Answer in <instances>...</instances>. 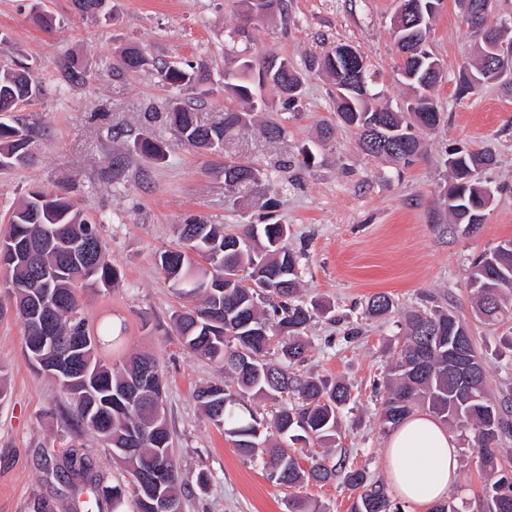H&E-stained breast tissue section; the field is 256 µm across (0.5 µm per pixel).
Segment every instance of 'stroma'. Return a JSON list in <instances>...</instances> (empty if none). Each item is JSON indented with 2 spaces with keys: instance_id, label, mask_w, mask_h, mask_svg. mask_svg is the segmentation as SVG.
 <instances>
[{
  "instance_id": "stroma-1",
  "label": "stroma",
  "mask_w": 512,
  "mask_h": 512,
  "mask_svg": "<svg viewBox=\"0 0 512 512\" xmlns=\"http://www.w3.org/2000/svg\"><path fill=\"white\" fill-rule=\"evenodd\" d=\"M35 1L55 17L53 31L29 23ZM397 8V0H288L285 18L250 23L240 0H106L95 16L79 15L73 0H0V33L49 90L21 113L38 133L31 162L0 170V234L37 185L61 187L88 216L101 220L107 257L120 281L107 292L84 289L81 313L90 326L111 322L124 329L118 345L102 349L103 359L119 365L146 352L163 370L173 453L184 473L209 476L206 488H192L183 512H290L297 498L323 512H348L353 498L337 480L300 488L269 482L260 465L241 456L203 416L195 392L221 371L183 347L173 315L185 301L156 260L174 245V225L188 216L233 229L255 216L257 198L278 201L276 217L290 225L289 245L301 257V300L320 299L333 309L332 318H316L307 329L310 349L303 369L351 385L353 400L341 419L338 450L371 478L388 479L389 435L379 424L375 387L397 347L405 312L434 301L468 315L490 392L512 388V351L501 342L512 336V320L488 326L472 319L467 287L471 259L512 239V91L487 84L466 97L457 95L459 73L473 63L479 44L458 0H444L429 35L445 68L434 90L443 120L426 136L424 155L403 170L363 153L355 132L341 126L330 143H321L320 126L336 120L326 75L307 78L299 115L271 107L259 112V120L285 124L283 138L268 141L250 128L211 154L189 147L169 125L165 107L175 90L148 73L116 79L110 71L116 50L129 43L159 61L205 63L214 94L199 107L198 118L217 123L225 108L241 106L224 92V70L236 58L226 48L228 34L243 27L248 36L237 41V50L256 58L278 55L299 67L334 45L355 47L369 63L384 102L396 105L406 97L396 80ZM72 57L87 66L79 85L59 81L61 67ZM144 133L166 143L163 162L131 155L133 140ZM304 147L315 155L308 169L299 165ZM458 147L495 157L482 174L495 199L476 228L449 223L443 206L448 156ZM228 158L266 171L267 181L226 186ZM378 292L390 294L395 307L385 320L365 319L362 308ZM24 349L22 323L13 313L1 315L0 512H32L40 500L53 503L55 512H87L89 493L77 492L62 477L70 449L84 452L110 482H125L126 473L103 441L71 427L68 395L27 361ZM455 439L459 470L450 494L460 512H482L484 475L477 454L464 434Z\"/></svg>"
}]
</instances>
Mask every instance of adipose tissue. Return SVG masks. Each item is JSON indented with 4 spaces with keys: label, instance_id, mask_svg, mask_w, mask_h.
I'll return each mask as SVG.
<instances>
[{
    "label": "adipose tissue",
    "instance_id": "adipose-tissue-1",
    "mask_svg": "<svg viewBox=\"0 0 512 512\" xmlns=\"http://www.w3.org/2000/svg\"><path fill=\"white\" fill-rule=\"evenodd\" d=\"M385 466L395 494L413 512H431L457 479L456 440L434 417L412 415L390 434Z\"/></svg>",
    "mask_w": 512,
    "mask_h": 512
}]
</instances>
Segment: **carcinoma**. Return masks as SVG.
Segmentation results:
<instances>
[{"instance_id": "obj_1", "label": "carcinoma", "mask_w": 512, "mask_h": 512, "mask_svg": "<svg viewBox=\"0 0 512 512\" xmlns=\"http://www.w3.org/2000/svg\"><path fill=\"white\" fill-rule=\"evenodd\" d=\"M32 23L44 31L55 26V19L39 7L31 9ZM471 26L480 33L481 43L504 38L502 27L483 15ZM419 34L399 47L402 64L397 81L413 91L405 109L376 107L381 92L374 90L364 55L348 44H339L321 56H313L308 68L325 72L335 80L336 119L356 130L358 145L365 154L384 157L394 165L412 164L421 153L419 132L430 133L441 122V112L431 89L442 74L429 71L432 52L416 50ZM286 66L279 75L264 78L261 69L243 70L240 57L234 70L224 71V91L246 103L254 100L256 89L269 88L280 110H300L304 97V77L288 59L274 57ZM148 72L164 85L192 90L196 100L210 95V74L203 64L171 65L149 59L133 43L115 56L112 75ZM64 77L71 84L85 79L83 61L70 59ZM45 87L32 78L31 68L19 61L0 64V163L10 167L26 164L35 132L17 112L19 104L41 100ZM166 117L188 145L213 150L240 131L253 126L254 108L225 109L224 120L206 125L198 120L196 107L178 98L167 103ZM135 154L149 160L166 158L167 146L149 135L133 142ZM493 161L482 151H457L449 155L452 184L445 205L452 221L467 214L484 223L487 211L486 182L481 172ZM263 173L245 161L224 162V181L229 185H258ZM3 235L10 241L22 234L33 246L30 259H15L0 253V284L26 283L28 287L8 292L15 315L22 322L29 360L49 372L70 396L74 425L89 431L112 448V458L120 462L129 478L126 484H108L86 457L72 453L65 470L68 480L88 487L99 506L112 505V512H126L131 499L132 512H154L156 493L179 502L190 483L203 489L209 482L200 472L189 480L174 459L172 434L167 419H155V405L163 404L165 379L155 358L141 353L131 356L120 369L100 357L102 347L117 341L112 324L89 327L79 315L78 283L106 290L118 282L119 271L105 260V245L97 224L90 221L59 189L36 188L29 192L8 220ZM177 246L160 252L157 261L171 287L194 304L175 316L183 346L189 353L207 359L236 380L231 390L217 380L196 393L205 415L224 435L231 438L240 454L261 465L267 479L293 488L311 481L342 478L355 491L349 512H404L385 485L372 481L363 469H352L343 460L328 457L314 460L303 468L295 456V445L318 441L335 447L340 418L351 398L342 382L329 383L313 375L297 373L308 349L303 339L311 321L328 307L299 300V261L288 246L289 225L264 214L239 225V230L205 224L195 218L174 225ZM496 275L498 298L483 288L488 274ZM252 285H245L246 281ZM469 287L475 298L472 312L487 325L512 318V239L499 242L471 261ZM394 307L386 293L372 295L366 315L381 318ZM45 314L52 328V339L43 345L36 341L37 322ZM468 322L456 310L436 306L405 315L401 344L384 381L386 397L379 421L383 430H395L416 408L426 407L446 425L471 436L481 470L487 476L482 488L484 512H512V472L500 462V445L512 439V394L490 397L485 371L471 378L456 371L448 359V348ZM300 400L281 408L272 428L278 445L268 446L270 433L257 412L245 399L263 397L276 400L284 394ZM166 471L162 487L147 477L150 466Z\"/></svg>"}]
</instances>
